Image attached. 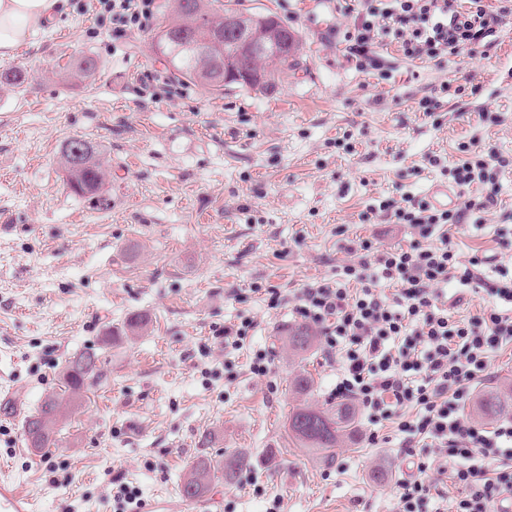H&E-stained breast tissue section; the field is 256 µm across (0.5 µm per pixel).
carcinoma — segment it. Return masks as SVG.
<instances>
[{
    "mask_svg": "<svg viewBox=\"0 0 512 512\" xmlns=\"http://www.w3.org/2000/svg\"><path fill=\"white\" fill-rule=\"evenodd\" d=\"M168 26V38H162L157 32L153 42L163 46V61L173 69L174 74L216 91L223 90L224 85L216 78L199 74L197 67L204 60L184 49L190 43L204 48L212 38L223 34L222 14L210 11L205 0H181L175 6L174 18ZM221 50L237 59L245 69L271 67L276 72H284L298 65L296 57L292 55L283 57L278 65L264 56H239L232 35L224 38ZM76 154L79 155L80 164L72 167L70 159ZM62 158L66 182L74 193L83 196L99 193L104 183L105 169L95 145L84 139H70L63 145ZM146 324L145 316L134 314L127 318L118 333L112 332L104 337L103 344L117 339L119 334L141 330ZM314 340L315 335L310 330L295 327L288 333V349L294 354H302L312 347ZM104 376L103 363L97 350L87 349L75 355L63 370L61 392L46 396L36 412L25 418L24 434L31 447L41 451L55 446L59 422L78 411L82 406L83 393ZM475 412L486 420L512 413V383L486 387L477 398ZM353 429V413L343 405L336 409L321 408L305 401L288 416V432L299 446L321 454L325 461L332 459L338 439L352 434ZM247 465L249 461L236 452H226L217 460L202 455L185 474L181 492L188 498L200 501L217 476L224 477V483L231 484Z\"/></svg>",
    "mask_w": 512,
    "mask_h": 512,
    "instance_id": "obj_1",
    "label": "carcinoma"
}]
</instances>
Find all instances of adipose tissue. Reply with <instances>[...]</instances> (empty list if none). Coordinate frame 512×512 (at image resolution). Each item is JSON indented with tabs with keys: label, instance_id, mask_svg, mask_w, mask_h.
I'll list each match as a JSON object with an SVG mask.
<instances>
[{
	"label": "adipose tissue",
	"instance_id": "1",
	"mask_svg": "<svg viewBox=\"0 0 512 512\" xmlns=\"http://www.w3.org/2000/svg\"><path fill=\"white\" fill-rule=\"evenodd\" d=\"M58 0H0V56H9L50 20Z\"/></svg>",
	"mask_w": 512,
	"mask_h": 512
}]
</instances>
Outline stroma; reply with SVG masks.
<instances>
[{"label":"stroma","instance_id":"35a3bbf8","mask_svg":"<svg viewBox=\"0 0 512 512\" xmlns=\"http://www.w3.org/2000/svg\"><path fill=\"white\" fill-rule=\"evenodd\" d=\"M243 14H271L297 31V70L267 91L216 92L177 79L157 59L149 32H116L93 0H59L54 18L0 70L27 82L0 86V479L32 512H120V485L160 512H395L396 482L410 470L393 429L377 442L355 413L333 463L300 448L288 416L308 371L312 402L333 407L336 363L321 346L288 349L289 294L335 278L345 238L407 245L408 229L359 213L382 197L444 205L446 179L429 156L458 161L482 140L512 154V22L488 55L443 66L411 63L394 45L379 52L388 80L342 56L348 23L337 0H211ZM94 57L91 75L74 66ZM463 86L434 117L416 103L441 83ZM499 116L496 125L480 115ZM96 145L106 170L97 197L68 188L61 148ZM512 220V169L499 175L498 205L481 229H452L461 257L501 255L494 227ZM137 335L103 338L129 315ZM247 315L239 350L217 334ZM101 350L106 380L60 423L59 445L23 442V421L60 388L67 361ZM271 351L267 376L250 371L253 350ZM244 453L235 485L214 482L200 502L180 486L196 456Z\"/></svg>","mask_w":512,"mask_h":512}]
</instances>
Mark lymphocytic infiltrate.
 <instances>
[{
  "label": "lymphocytic infiltrate",
  "mask_w": 512,
  "mask_h": 512,
  "mask_svg": "<svg viewBox=\"0 0 512 512\" xmlns=\"http://www.w3.org/2000/svg\"><path fill=\"white\" fill-rule=\"evenodd\" d=\"M127 31L151 27L156 0H96ZM351 22L343 55L355 69L389 79L380 43L397 44L404 59L439 65L452 56L491 47L512 19V0H343ZM448 172L459 190L479 186L464 206L440 208L426 198L387 197L359 215L363 224L387 219L411 230L408 245L379 248L350 241V261L285 296L271 291L270 307L289 306L298 323L315 329L339 369L333 398L356 401L376 430L395 424L415 471L396 483V512H512V418L493 427L470 419L464 404L490 360L512 346V269L483 274L486 260L461 262L449 227H481L498 202L497 176L512 157L485 152L477 141L460 148ZM392 286L386 295L384 286ZM492 307L463 319L452 309L473 290ZM451 483H444V476ZM460 493L449 497V485Z\"/></svg>",
  "instance_id": "1"
}]
</instances>
